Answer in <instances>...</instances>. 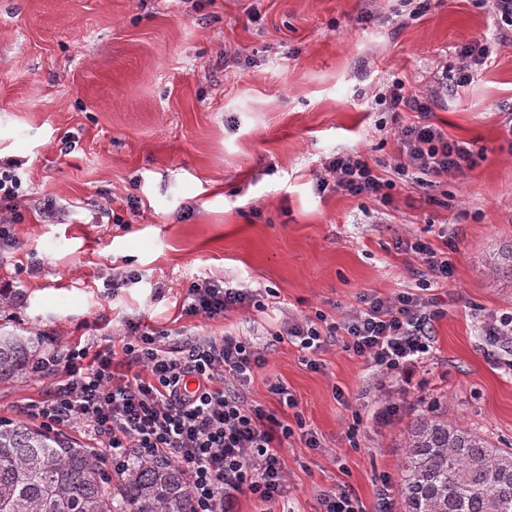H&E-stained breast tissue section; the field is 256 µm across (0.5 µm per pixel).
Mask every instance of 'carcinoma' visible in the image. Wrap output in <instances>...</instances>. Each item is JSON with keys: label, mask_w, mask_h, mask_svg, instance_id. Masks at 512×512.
I'll use <instances>...</instances> for the list:
<instances>
[{"label": "carcinoma", "mask_w": 512, "mask_h": 512, "mask_svg": "<svg viewBox=\"0 0 512 512\" xmlns=\"http://www.w3.org/2000/svg\"><path fill=\"white\" fill-rule=\"evenodd\" d=\"M493 274L512 281V244L489 254ZM40 338L0 331V383L27 376ZM399 494L404 512H512V448L448 418L433 401L404 433ZM0 512H194L173 464L136 466L112 487L102 459L24 420H0Z\"/></svg>", "instance_id": "cac0c4a2"}]
</instances>
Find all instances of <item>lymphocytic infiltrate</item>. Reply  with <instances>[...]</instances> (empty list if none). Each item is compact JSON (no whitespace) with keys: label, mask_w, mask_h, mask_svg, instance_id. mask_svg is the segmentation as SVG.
Masks as SVG:
<instances>
[{"label":"lymphocytic infiltrate","mask_w":512,"mask_h":512,"mask_svg":"<svg viewBox=\"0 0 512 512\" xmlns=\"http://www.w3.org/2000/svg\"><path fill=\"white\" fill-rule=\"evenodd\" d=\"M390 111L413 112L416 122L397 132V175L414 184L471 166V143L449 139L428 121L430 97L406 93L394 84ZM17 163L0 161V244L15 245L13 223L21 181ZM328 174L321 187L354 196L387 200L388 181L381 179L361 154H336L323 164ZM407 251L423 268L422 290L395 297L363 293L341 324L343 351L365 358L372 368L394 377L428 359L431 323L438 311L425 289L447 283L454 265L447 252L417 241ZM275 292L237 288L221 279L203 278L186 289L181 314L202 320L226 318L240 309L265 312ZM333 328L310 318H288L272 337L297 345L304 365L319 369L320 352L330 344ZM266 362L251 339L227 330L218 336H195L183 330L159 332L142 322L129 323L120 338L98 350L70 348L41 357L33 371L53 375L54 382L26 412L43 427L58 432L84 425L87 435L114 472L125 473L144 460L177 464L184 472L195 512H236L240 496L275 512L288 489L281 448L293 436L288 423L250 402L247 385ZM195 389H188V382Z\"/></svg>","instance_id":"f902f5d3"}]
</instances>
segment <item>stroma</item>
<instances>
[{
	"label": "stroma",
	"mask_w": 512,
	"mask_h": 512,
	"mask_svg": "<svg viewBox=\"0 0 512 512\" xmlns=\"http://www.w3.org/2000/svg\"><path fill=\"white\" fill-rule=\"evenodd\" d=\"M416 4L0 0V158L19 163L23 214L17 246L0 249V286L19 298L0 307V328L38 334L45 353L98 347L130 321L250 336L266 363L248 399L301 415L321 442L294 437L281 450L289 512H319L338 486L373 507L386 477L391 512H403V434L432 396L512 446V375L480 336L484 315L512 308V282L485 266L512 241V25L483 0H436L415 17ZM480 39L491 58L458 87V51ZM397 82L435 95L432 122L483 158L429 185L398 182L396 133L414 115L387 110ZM355 152L394 181L390 202L319 189L326 158ZM419 239L447 249L454 275L433 291V352L405 380L381 391L376 370L340 346L315 371L273 341L284 315L338 323L362 293L417 291L403 246ZM115 267L137 282L108 288ZM203 277L275 289L277 302L180 322L186 287ZM52 381L1 383L0 419L22 418ZM273 382L297 409L280 406Z\"/></svg>",
	"instance_id": "obj_1"
}]
</instances>
